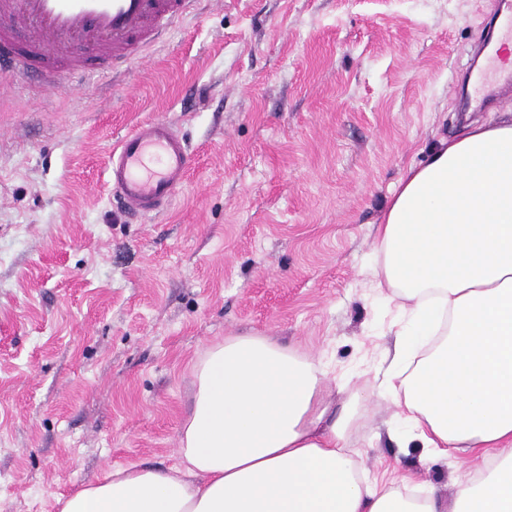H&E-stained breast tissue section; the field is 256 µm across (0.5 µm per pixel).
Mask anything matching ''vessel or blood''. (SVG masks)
Masks as SVG:
<instances>
[{"mask_svg":"<svg viewBox=\"0 0 512 512\" xmlns=\"http://www.w3.org/2000/svg\"><path fill=\"white\" fill-rule=\"evenodd\" d=\"M197 0H0V74L29 75L46 91L59 81L135 62ZM192 165L183 136L149 121L124 135L109 160L110 183L129 213L169 207Z\"/></svg>","mask_w":512,"mask_h":512,"instance_id":"b4317fda","label":"vessel or blood"}]
</instances>
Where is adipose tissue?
<instances>
[{"instance_id":"obj_1","label":"adipose tissue","mask_w":512,"mask_h":512,"mask_svg":"<svg viewBox=\"0 0 512 512\" xmlns=\"http://www.w3.org/2000/svg\"><path fill=\"white\" fill-rule=\"evenodd\" d=\"M376 275L402 312L381 394L414 443L474 462L455 500L380 488L348 454L364 402L340 415L313 361L261 335L225 337L196 366L193 406L167 470L106 473L60 512H512V120L440 139L400 177L375 227Z\"/></svg>"}]
</instances>
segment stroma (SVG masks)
Instances as JSON below:
<instances>
[{"instance_id":"35a3bbf8","label":"stroma","mask_w":512,"mask_h":512,"mask_svg":"<svg viewBox=\"0 0 512 512\" xmlns=\"http://www.w3.org/2000/svg\"><path fill=\"white\" fill-rule=\"evenodd\" d=\"M502 0H200L125 79L38 92L0 76V512L131 461L178 462L193 367L224 337L270 336L367 399L352 432L369 481L453 495L461 456L404 448L377 393L399 313L373 226L409 165L466 126L459 77ZM158 120L194 165L160 214L130 216L107 164Z\"/></svg>"}]
</instances>
